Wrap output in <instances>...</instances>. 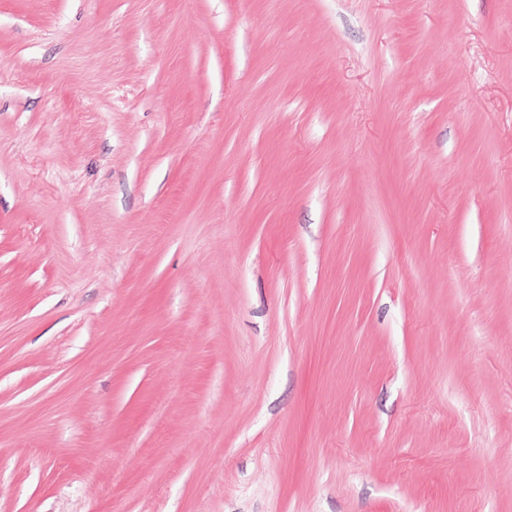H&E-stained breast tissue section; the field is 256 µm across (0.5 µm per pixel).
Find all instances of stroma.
Returning a JSON list of instances; mask_svg holds the SVG:
<instances>
[{
  "label": "stroma",
  "instance_id": "1",
  "mask_svg": "<svg viewBox=\"0 0 512 512\" xmlns=\"http://www.w3.org/2000/svg\"><path fill=\"white\" fill-rule=\"evenodd\" d=\"M0 512H512V0H0Z\"/></svg>",
  "mask_w": 512,
  "mask_h": 512
}]
</instances>
